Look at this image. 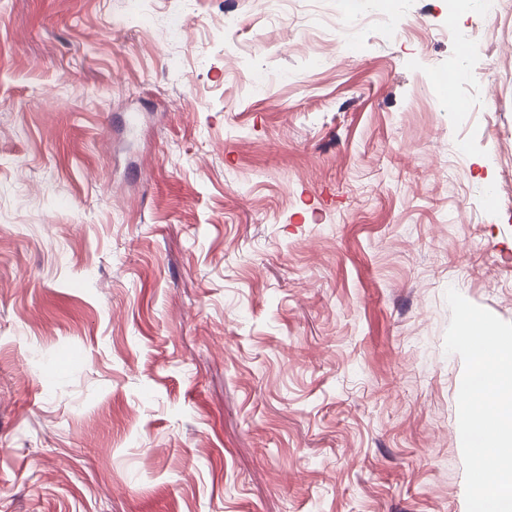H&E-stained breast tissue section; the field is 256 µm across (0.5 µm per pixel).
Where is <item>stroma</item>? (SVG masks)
Instances as JSON below:
<instances>
[{"label": "stroma", "instance_id": "obj_1", "mask_svg": "<svg viewBox=\"0 0 512 512\" xmlns=\"http://www.w3.org/2000/svg\"><path fill=\"white\" fill-rule=\"evenodd\" d=\"M450 287L512 322V0H0V512H466Z\"/></svg>", "mask_w": 512, "mask_h": 512}]
</instances>
